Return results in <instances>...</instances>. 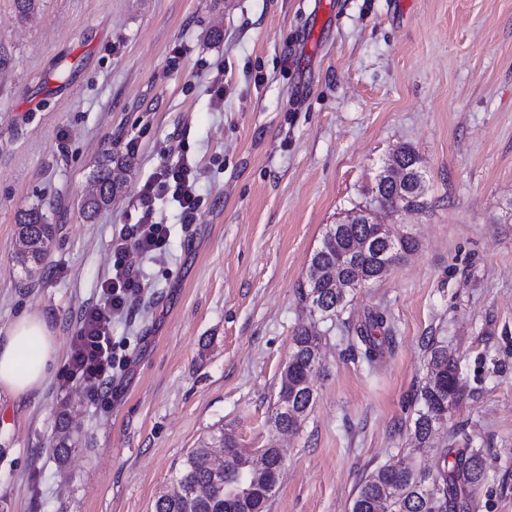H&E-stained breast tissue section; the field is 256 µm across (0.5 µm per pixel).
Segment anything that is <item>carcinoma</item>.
<instances>
[{
    "mask_svg": "<svg viewBox=\"0 0 512 512\" xmlns=\"http://www.w3.org/2000/svg\"><path fill=\"white\" fill-rule=\"evenodd\" d=\"M122 165L123 161L114 159L110 152L102 156L93 179L94 190L84 199L83 213L91 217L112 204V197L121 189L120 181L112 176L113 167ZM376 202L378 215L400 208L422 207L421 197L408 199L392 189L378 193ZM342 228V234L336 236L332 234V225H327L321 245L311 259L306 285L301 289V299L308 304L310 314L320 315L324 322L339 318L349 293L347 288L336 287L331 271H336L346 281L356 273L374 281L380 264L395 263L416 247L412 239L404 236L399 240L398 251L390 253L387 244L377 237L376 225L344 224ZM54 233L55 225L46 223L38 209L23 213L18 221L15 265L26 274H33L42 264ZM365 239L372 242L368 252L352 251L355 242ZM354 332L369 363L375 362L383 353L384 345L392 341V329L381 313L368 316ZM321 341L317 332L304 325L294 335L292 353L281 372L275 411L269 418L278 431H298L315 401L310 376L321 366ZM460 396L455 359L443 346L431 348V373L420 389L423 409L418 411L414 421L413 438L418 449L431 448L433 433ZM60 419V435L53 452L62 463L78 442V434L71 430L66 411L60 412ZM267 466L281 470L276 455L263 448L247 452L233 433L221 428L186 456L173 490L158 497L154 512L264 509L275 485L261 493L248 489L246 480L256 477ZM484 478L482 454L473 448L457 451L451 468L435 473L418 467L412 457L398 454L365 478L351 512H459L464 507L463 501L472 496Z\"/></svg>",
    "mask_w": 512,
    "mask_h": 512,
    "instance_id": "carcinoma-1",
    "label": "carcinoma"
}]
</instances>
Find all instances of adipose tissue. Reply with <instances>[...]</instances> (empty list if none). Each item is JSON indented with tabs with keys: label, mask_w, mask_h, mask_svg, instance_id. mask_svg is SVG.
<instances>
[{
	"label": "adipose tissue",
	"mask_w": 512,
	"mask_h": 512,
	"mask_svg": "<svg viewBox=\"0 0 512 512\" xmlns=\"http://www.w3.org/2000/svg\"><path fill=\"white\" fill-rule=\"evenodd\" d=\"M59 358L46 317L37 313L21 316L0 339V393L18 400L38 391Z\"/></svg>",
	"instance_id": "ef3b65f1"
}]
</instances>
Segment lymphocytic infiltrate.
I'll return each mask as SVG.
<instances>
[{"mask_svg": "<svg viewBox=\"0 0 512 512\" xmlns=\"http://www.w3.org/2000/svg\"><path fill=\"white\" fill-rule=\"evenodd\" d=\"M198 179L199 172L190 162L177 166L163 162L141 187L138 220L128 232L113 238L112 270L100 285L99 300L84 310L71 339L66 381L79 383L94 395L108 391L113 370L123 365L112 344V319L128 309L145 287L129 257L165 251L170 228L155 216V202L161 196L173 195L181 209L182 223H195Z\"/></svg>", "mask_w": 512, "mask_h": 512, "instance_id": "1", "label": "lymphocytic infiltrate"}]
</instances>
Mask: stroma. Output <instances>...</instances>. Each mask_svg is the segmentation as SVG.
I'll list each match as a JSON object with an SVG mask.
<instances>
[{
  "label": "stroma",
  "mask_w": 512,
  "mask_h": 512,
  "mask_svg": "<svg viewBox=\"0 0 512 512\" xmlns=\"http://www.w3.org/2000/svg\"><path fill=\"white\" fill-rule=\"evenodd\" d=\"M402 147L424 207L386 220L417 248L329 329L300 297L311 257L327 225L373 206ZM106 152L125 158L124 186L89 222L80 201ZM184 156L197 221L157 199L169 243L135 260L145 288L112 321L127 367L106 400L61 365L26 400L0 394V512H153L214 431L266 444L303 324L323 335L322 369L266 512H350L361 481L411 450L434 344L463 397L418 461L481 450L465 512H512V0H38L26 16L0 0V331L40 313L68 352L140 187ZM35 206L58 230L29 276L12 253ZM377 311L393 341L369 363L348 330ZM62 406L79 441L61 466Z\"/></svg>",
  "instance_id": "obj_1"
}]
</instances>
